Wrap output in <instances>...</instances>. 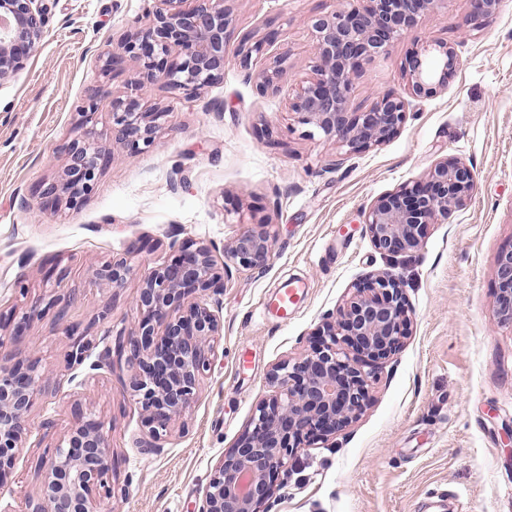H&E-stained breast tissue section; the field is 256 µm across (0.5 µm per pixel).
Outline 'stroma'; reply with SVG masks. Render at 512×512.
Instances as JSON below:
<instances>
[{"label": "stroma", "mask_w": 512, "mask_h": 512, "mask_svg": "<svg viewBox=\"0 0 512 512\" xmlns=\"http://www.w3.org/2000/svg\"><path fill=\"white\" fill-rule=\"evenodd\" d=\"M342 5L234 0L238 33L261 35L269 20L279 27L274 50L289 56L280 88L259 89L264 55L247 69L225 65L220 82L188 97L159 83L136 90V63L104 68L154 0H49L40 47L0 83V365L28 360L50 375L0 487V512H20L36 495L34 464L66 437L77 406L110 439L111 512H198L219 461L271 394V367L306 352L355 283L389 269L402 279L409 334L373 369L362 415L280 476L270 512H512V324L501 323L495 299L497 257L512 246V0L478 21L469 0H448L364 63L352 82L368 104L404 92L403 65L421 41L451 43L458 55L447 89L410 99L400 131L360 152L310 134L288 110L312 75L311 17ZM132 96L165 113L154 143L135 155L113 142L109 120L113 101ZM91 99L112 163L81 204L44 207L38 189L66 167L67 144L84 133L78 111ZM447 156L474 169L467 205L428 225L417 251L381 253L365 231L369 207ZM262 224L272 258L262 271L233 272L213 297L224 334L212 367L184 426L153 451L125 359L68 367L71 335H86L98 357L135 329L145 273L183 241L217 244L220 263L225 244ZM115 257L131 267L120 288L98 274ZM287 281L305 286L295 317L260 315L262 297ZM34 306L39 317L12 337L10 323Z\"/></svg>", "instance_id": "stroma-1"}]
</instances>
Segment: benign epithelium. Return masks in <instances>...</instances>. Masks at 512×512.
I'll use <instances>...</instances> for the list:
<instances>
[{
  "label": "benign epithelium",
  "instance_id": "obj_1",
  "mask_svg": "<svg viewBox=\"0 0 512 512\" xmlns=\"http://www.w3.org/2000/svg\"><path fill=\"white\" fill-rule=\"evenodd\" d=\"M144 27L129 32L112 49L105 67L131 60L142 82H159L173 94L193 95L219 81L230 59L247 69L253 55L276 44L274 22L256 39L241 36L234 57L228 46L236 30L233 0H155ZM444 0H357L316 16L311 23L316 57L312 81L296 91L291 110L298 123L335 138L352 151L377 147L394 136L407 117V99L389 92L371 105L353 103L352 75L398 38L418 28L422 16ZM476 18L495 13L500 0H470ZM46 0H0V82L16 77L46 34ZM458 60L455 48L431 41L405 61L408 93L428 98L448 88ZM288 68L278 53L258 74L263 92H276ZM161 112L142 110L129 98L112 105V132L131 153L154 142ZM63 176L40 187L48 204L61 197L76 205L91 193L101 171L112 163L91 133L67 146ZM476 175L457 157L436 162L424 181L378 198L365 213V226L381 253L396 256L417 249L424 229L439 224L471 198ZM270 231L260 226L223 248L188 240L169 262L145 274L136 305L137 329L122 338L129 388L153 442H161L183 419L211 369L223 326L211 310L210 295L223 291L231 268L263 270L272 256ZM131 268L123 257L107 262L100 275L122 287ZM497 313L512 323V245L498 256L495 273ZM409 308L399 275L378 273L353 286L337 314L318 326L310 350L278 363L267 373L273 394L262 400L211 477L199 512H267L277 481L289 461L307 443L326 441L348 428L369 400L365 368L386 362L406 338ZM90 341L77 337L66 353L68 366L88 357ZM44 374L19 361L0 366V486L12 475L27 436L26 413L42 391ZM43 478L36 496L21 512H102L115 496L112 453L103 424L93 415L76 414L67 438L40 463Z\"/></svg>",
  "mask_w": 512,
  "mask_h": 512
}]
</instances>
